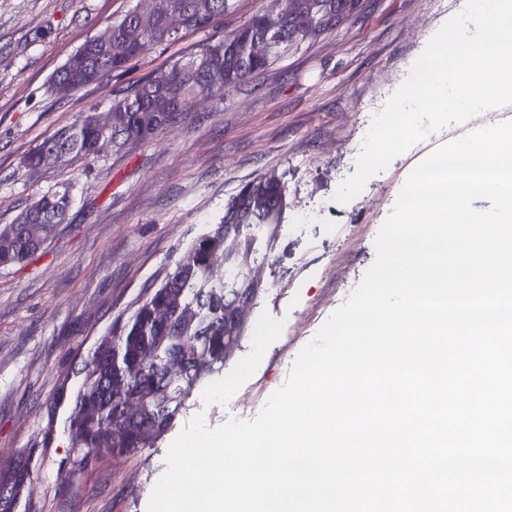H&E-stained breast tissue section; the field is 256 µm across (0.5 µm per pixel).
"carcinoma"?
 Wrapping results in <instances>:
<instances>
[{
	"instance_id": "carcinoma-1",
	"label": "carcinoma",
	"mask_w": 512,
	"mask_h": 512,
	"mask_svg": "<svg viewBox=\"0 0 512 512\" xmlns=\"http://www.w3.org/2000/svg\"><path fill=\"white\" fill-rule=\"evenodd\" d=\"M358 4L297 0L299 11L317 20L311 33L291 16L261 9L222 38L203 44L195 57L168 66L193 69L199 79L167 93L157 86V71L112 99L109 131L102 132L87 115L41 141L24 164L36 174L50 167L58 152L94 158L149 141L193 111L199 98H221L225 86H239L266 72L280 52L335 29ZM157 7L155 29L139 40L122 37L133 25V10L112 21V40L86 39L52 77V92L66 97L101 84L156 47L179 41L181 36L167 30L168 9L184 10L192 31L199 32L224 18L233 0H159ZM269 31L276 37L269 50L251 55L239 51ZM69 205L68 192H46L12 223L0 224V267L23 264L41 251L55 237ZM286 208L285 187L277 175L247 183L219 222L187 245L173 270L144 283L131 315L117 316L97 339L67 422L72 472L106 456L153 447L172 427L191 391L223 372L249 325L250 312L243 307L256 304L262 291L248 280L249 269L268 260L257 232L271 247ZM220 268L224 277H214ZM29 479L23 459L0 468V512H16Z\"/></svg>"
}]
</instances>
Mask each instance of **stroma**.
I'll use <instances>...</instances> for the list:
<instances>
[{"mask_svg":"<svg viewBox=\"0 0 512 512\" xmlns=\"http://www.w3.org/2000/svg\"><path fill=\"white\" fill-rule=\"evenodd\" d=\"M234 3L216 28L157 47L106 84L62 100L49 89L55 71L137 0H0V224L45 192L72 198L44 255L0 267V467L23 457L31 469L16 512H147L168 447L187 422L200 414L213 429L256 418L374 263L375 238L412 170L481 128L471 117L429 132L357 196L336 201L374 117L467 3L364 0L339 28L286 52L223 98L202 100L131 152L71 154L38 174L25 170L24 156L43 139L90 110L108 111L115 94L193 56L269 0ZM271 172L284 183L288 207L233 359L193 390L155 447L72 473L64 420L95 341L246 183ZM263 326L270 333L261 340ZM227 381L232 391L219 394Z\"/></svg>","mask_w":512,"mask_h":512,"instance_id":"obj_1","label":"stroma"}]
</instances>
